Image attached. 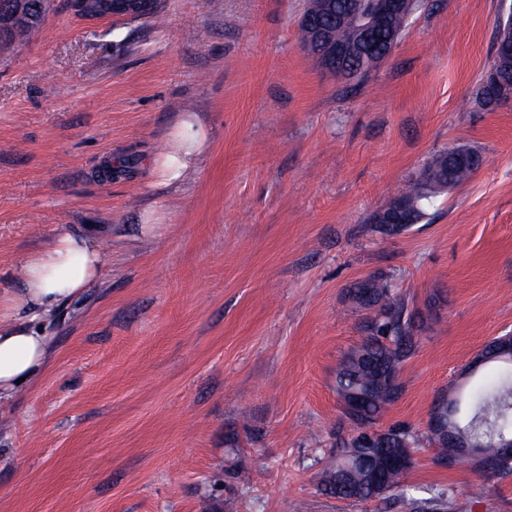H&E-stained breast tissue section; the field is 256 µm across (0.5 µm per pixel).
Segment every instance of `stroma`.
Masks as SVG:
<instances>
[{
  "label": "stroma",
  "mask_w": 512,
  "mask_h": 512,
  "mask_svg": "<svg viewBox=\"0 0 512 512\" xmlns=\"http://www.w3.org/2000/svg\"><path fill=\"white\" fill-rule=\"evenodd\" d=\"M307 0H157V17L50 0L0 44V290L65 229L104 271L47 328L54 356L0 403V512H404L325 494L350 430L336 371L385 275L426 318L380 428L419 437L407 483L444 512H512V474L446 467L425 435L464 368L512 335V103L471 99L512 0H426L393 53L341 82L300 40ZM181 112L211 148L175 190L147 185ZM485 163L396 235L371 217L440 152ZM112 161L111 178L99 167ZM161 202L165 219L142 220Z\"/></svg>",
  "instance_id": "35a3bbf8"
}]
</instances>
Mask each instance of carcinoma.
I'll return each mask as SVG.
<instances>
[{"label":"carcinoma","instance_id":"obj_1","mask_svg":"<svg viewBox=\"0 0 512 512\" xmlns=\"http://www.w3.org/2000/svg\"><path fill=\"white\" fill-rule=\"evenodd\" d=\"M512 45V21L500 25L492 65L494 76L481 81L473 102L489 107L500 93V82L512 83V59L501 55L506 45ZM441 173L430 170L425 180L411 182L397 200L406 208L407 224H417L427 215V208L439 195ZM352 298L361 307L375 313L362 344L349 352L336 376V395L342 405L344 421L351 437L346 447L336 451L339 460L348 454H371L362 441L361 430L369 428L379 448L389 457L403 456L407 464L390 471L386 486L377 493L354 492L337 483L335 462L323 470L324 491L340 499L364 502L381 497H394L407 512H418V501L408 496L407 475L412 468L413 445L417 438L401 425L381 429L378 421L383 412L398 397V375L415 349L418 332L423 328L422 313L410 311L397 298L390 282L373 275L352 285ZM469 412L458 420L460 432L466 436L490 442L503 435H512V364L501 367L492 377L480 383L468 399Z\"/></svg>","mask_w":512,"mask_h":512}]
</instances>
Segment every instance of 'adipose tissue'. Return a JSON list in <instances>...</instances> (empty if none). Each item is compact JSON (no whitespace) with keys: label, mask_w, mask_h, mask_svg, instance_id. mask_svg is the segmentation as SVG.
I'll list each match as a JSON object with an SVG mask.
<instances>
[{"label":"adipose tissue","mask_w":512,"mask_h":512,"mask_svg":"<svg viewBox=\"0 0 512 512\" xmlns=\"http://www.w3.org/2000/svg\"><path fill=\"white\" fill-rule=\"evenodd\" d=\"M208 147L202 118L180 113L166 149L149 164L152 187L182 184L196 173ZM103 265L100 249L75 232L61 233L46 248L22 255L23 288L0 290V402L14 398L21 382H32L43 371L52 353L47 323L98 279Z\"/></svg>","instance_id":"ef3b65f1"}]
</instances>
